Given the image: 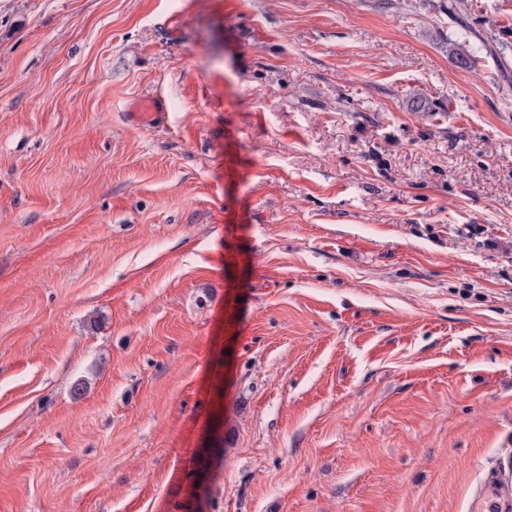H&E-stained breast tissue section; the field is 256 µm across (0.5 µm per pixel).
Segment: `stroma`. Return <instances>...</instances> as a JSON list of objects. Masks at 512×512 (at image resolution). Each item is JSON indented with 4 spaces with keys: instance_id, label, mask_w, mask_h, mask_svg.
I'll return each mask as SVG.
<instances>
[{
    "instance_id": "stroma-1",
    "label": "stroma",
    "mask_w": 512,
    "mask_h": 512,
    "mask_svg": "<svg viewBox=\"0 0 512 512\" xmlns=\"http://www.w3.org/2000/svg\"><path fill=\"white\" fill-rule=\"evenodd\" d=\"M442 5L0 0V512L498 500L512 0ZM129 112H132V116L136 121H143L146 116H150L155 119L159 112L164 111L163 102L160 98L149 96L140 98L130 104Z\"/></svg>"
}]
</instances>
